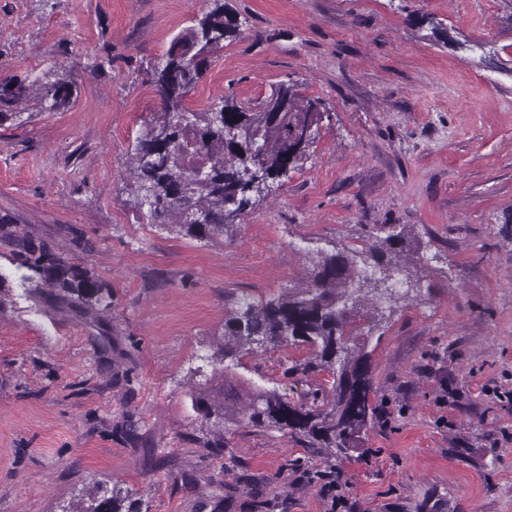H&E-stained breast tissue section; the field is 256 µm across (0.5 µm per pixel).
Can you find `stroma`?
<instances>
[{
	"label": "stroma",
	"instance_id": "obj_1",
	"mask_svg": "<svg viewBox=\"0 0 512 512\" xmlns=\"http://www.w3.org/2000/svg\"><path fill=\"white\" fill-rule=\"evenodd\" d=\"M240 34L185 104L258 111L280 83L325 119L300 166L221 237L150 223L135 197L149 82L203 0H0V80H74L0 123V216L112 294L61 299L0 238V512H65L116 485L141 512H512V0H225ZM408 235L410 291L360 318L378 417L313 453L233 425L202 444L191 376L236 296L304 278L305 254ZM261 350L238 372L293 403L333 379Z\"/></svg>",
	"mask_w": 512,
	"mask_h": 512
}]
</instances>
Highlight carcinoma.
Instances as JSON below:
<instances>
[{
  "label": "carcinoma",
  "mask_w": 512,
  "mask_h": 512,
  "mask_svg": "<svg viewBox=\"0 0 512 512\" xmlns=\"http://www.w3.org/2000/svg\"><path fill=\"white\" fill-rule=\"evenodd\" d=\"M237 17L224 0H205L196 24L174 40L164 63L152 72L160 97L157 124L138 142L136 197L145 201L155 224L187 236H222L254 206L262 193L246 179L260 170L269 183L288 174L305 154L326 118L321 101L300 95L290 83L279 84L260 110L249 112L228 99L196 112L185 106L190 88L203 78L210 55L237 35ZM75 91L69 81L37 77L30 83H0V108L38 101L49 111L68 103ZM205 217L200 224L199 217ZM400 235L386 248L319 251L308 257L305 279L278 298L244 295L224 314L218 371L223 384L209 399L199 393L195 406L215 427L239 424L298 434L312 448L347 453L373 422L368 355L353 358L348 347L354 323L383 299L395 295L393 280L411 278V266L396 249ZM28 267L47 274L46 284L92 308L112 306V294L87 276L47 267L44 251L23 237L14 238ZM314 347L313 363L333 377L328 408L319 396L295 404L274 389L238 377L240 357L258 349L287 344ZM69 512H140L117 486L97 485L70 506Z\"/></svg>",
  "instance_id": "1"
}]
</instances>
